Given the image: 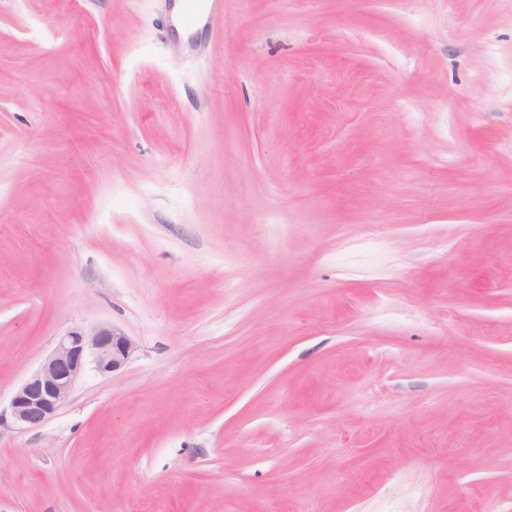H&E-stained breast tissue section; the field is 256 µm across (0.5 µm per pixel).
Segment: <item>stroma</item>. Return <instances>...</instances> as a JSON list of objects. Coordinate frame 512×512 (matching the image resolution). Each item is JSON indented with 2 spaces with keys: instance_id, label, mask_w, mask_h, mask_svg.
Instances as JSON below:
<instances>
[{
  "instance_id": "35a3bbf8",
  "label": "stroma",
  "mask_w": 512,
  "mask_h": 512,
  "mask_svg": "<svg viewBox=\"0 0 512 512\" xmlns=\"http://www.w3.org/2000/svg\"><path fill=\"white\" fill-rule=\"evenodd\" d=\"M172 11L0 0V512H512V0ZM222 0H182L183 10L180 15V21L185 26H193L199 20H205V24L215 19L217 10ZM200 2H206L201 5ZM135 349L133 340L113 325L100 326L90 333L83 329L68 331L13 393L10 422L18 430L41 427L67 399L89 358L100 373H113L126 365Z\"/></svg>"
}]
</instances>
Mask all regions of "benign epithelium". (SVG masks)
I'll list each match as a JSON object with an SVG mask.
<instances>
[{"mask_svg":"<svg viewBox=\"0 0 512 512\" xmlns=\"http://www.w3.org/2000/svg\"><path fill=\"white\" fill-rule=\"evenodd\" d=\"M136 349L120 328L104 325L88 333L74 329L61 336L55 349L13 393L9 415L0 412V426L10 421L18 430L38 428L53 418L69 396L88 361L106 374L126 365Z\"/></svg>","mask_w":512,"mask_h":512,"instance_id":"1","label":"benign epithelium"}]
</instances>
